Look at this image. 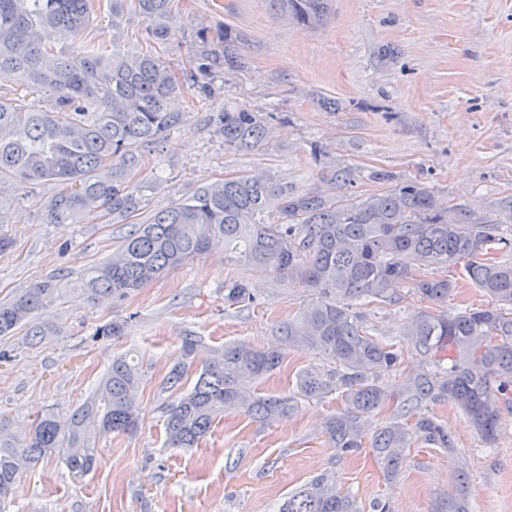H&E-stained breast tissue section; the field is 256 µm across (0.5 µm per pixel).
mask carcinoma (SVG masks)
<instances>
[{
	"mask_svg": "<svg viewBox=\"0 0 512 512\" xmlns=\"http://www.w3.org/2000/svg\"><path fill=\"white\" fill-rule=\"evenodd\" d=\"M93 2L0 0V82L25 91L0 97V185L54 183L49 224H78L94 211L114 220L134 217L140 199L129 172L143 163L144 148L182 118L173 107L180 85L159 59L108 55L90 45L68 56L48 48L54 40L81 39ZM135 2L146 37L168 41L174 0ZM275 2L310 25L323 21L328 9V0ZM195 60L201 71L215 64L204 38ZM29 93L46 98V104L32 105ZM212 122L228 149H251L264 139L263 121L244 106H226ZM499 229L467 213L447 219L434 192L415 182L355 201L344 194L299 193L268 176L240 175L216 180L132 223L117 252L86 273L79 291L92 301L123 300L219 248L233 261L297 281L316 298L278 328L280 348L236 343L211 350L198 366L199 337H184L183 358L168 371L166 388L181 390L193 371L197 379L166 406L168 447H196L227 412L270 423L292 414L300 397L336 393L344 410L324 424L329 443L339 454L370 449L394 479L416 431L428 444L454 451L448 429L429 414V406L441 400L465 413L486 447L497 442L498 403L512 398V262L494 258L512 246V238ZM459 264L491 305L453 316L425 314L410 325L406 336L427 369L393 392L384 380L398 367L395 346L369 334L360 307L397 303L402 285L444 304L457 288L446 271ZM422 267L432 275L418 273ZM58 297L54 284L42 282L0 301V337L19 327L41 340L52 335L36 314ZM254 299L248 282H224L225 304ZM125 330L126 321L116 318L95 336L115 340ZM293 349L312 350L331 367L300 371L288 395L255 392ZM142 380L139 364L117 357L93 396L68 416L39 415L20 439L0 433V512H9L16 478L45 458H59L75 481L89 475L98 461L96 438L137 429ZM393 402L388 421L369 430L367 421ZM279 512L365 509L327 471L289 493ZM435 512H469L466 470L457 474L454 492L437 498Z\"/></svg>",
	"mask_w": 512,
	"mask_h": 512,
	"instance_id": "obj_1",
	"label": "carcinoma"
}]
</instances>
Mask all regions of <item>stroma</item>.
I'll return each instance as SVG.
<instances>
[{
  "label": "stroma",
  "instance_id": "stroma-1",
  "mask_svg": "<svg viewBox=\"0 0 512 512\" xmlns=\"http://www.w3.org/2000/svg\"><path fill=\"white\" fill-rule=\"evenodd\" d=\"M174 36L150 46L146 23L125 13L112 27L110 0H96L85 41L120 53L154 51L177 76L182 114L176 129L147 152L130 175L143 214L192 195L223 177L270 173L299 191L326 192L327 173L351 169L350 196L363 198L405 181L436 191L449 216L467 211L494 221L512 212V0H329L323 22L307 26L273 0H175ZM237 37L235 67L200 72L201 37L215 49L222 34ZM211 88L202 95L199 85ZM228 105L260 113L267 135L249 151L228 150L212 117ZM50 182L0 186L8 201L0 227L14 246L0 254V299L49 280L63 297L39 320L59 328L32 345L24 330L0 338V426L22 433L37 415L69 414L87 399L113 357L130 354L144 371L139 426L96 442L98 468L74 481L50 458L25 472L13 491L12 512H278L288 493L324 470H335L358 501L381 498L393 512H433L459 464L470 481V512H512V402L500 407L499 437L485 447L453 403L431 405L454 451L415 436L393 481L368 457H340L323 433L340 397L300 400L289 416L262 424L225 415L211 437L191 449L165 444L163 407L175 398L165 375L181 354L182 338L201 337L200 357L229 343L278 342L277 328L312 297L299 284L227 260L223 250L189 261L129 296L88 302L80 277L111 258L128 222L95 214L78 224H50ZM457 288L445 306L412 293L393 305L364 309L371 335L395 343L399 390L420 356L403 332L423 313L486 307L489 299L454 267ZM238 278L255 303L225 307L224 282ZM127 320L118 340L95 339L112 317ZM327 362L290 351L284 365L257 386L286 394L305 368Z\"/></svg>",
  "mask_w": 512,
  "mask_h": 512
}]
</instances>
